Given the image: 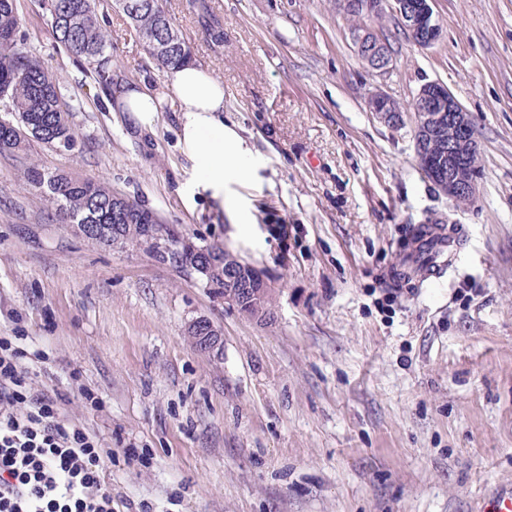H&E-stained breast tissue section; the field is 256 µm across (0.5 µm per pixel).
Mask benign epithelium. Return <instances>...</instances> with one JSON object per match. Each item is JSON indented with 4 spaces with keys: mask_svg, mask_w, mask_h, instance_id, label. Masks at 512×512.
<instances>
[{
    "mask_svg": "<svg viewBox=\"0 0 512 512\" xmlns=\"http://www.w3.org/2000/svg\"><path fill=\"white\" fill-rule=\"evenodd\" d=\"M345 14L376 17L385 11L397 16L410 34L413 42L428 48L439 41L441 28L436 19V0H338ZM373 38L363 28L354 34V47L358 57L378 72L390 68L391 61L385 59L377 64L370 61ZM369 111L384 124L394 127L398 124L392 111V100L382 92L372 93L367 100ZM409 118L414 125L416 155L425 177L437 190L456 205H470L477 197L479 170L468 164V159L479 155L474 126L469 112L438 82L423 84L412 102ZM448 126V150L438 158L432 156L427 147L429 140ZM200 252L199 245L190 239L178 247L175 261L187 265V260ZM224 302L239 312L260 322L270 319L271 312L266 306L267 296L272 293L268 284L254 287L253 281L232 269L224 271V287L217 290ZM192 345L207 353L220 350L223 331L206 318L192 321L187 329Z\"/></svg>",
    "mask_w": 512,
    "mask_h": 512,
    "instance_id": "1",
    "label": "benign epithelium"
}]
</instances>
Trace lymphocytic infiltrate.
Instances as JSON below:
<instances>
[{"instance_id":"1","label":"lymphocytic infiltrate","mask_w":512,"mask_h":512,"mask_svg":"<svg viewBox=\"0 0 512 512\" xmlns=\"http://www.w3.org/2000/svg\"><path fill=\"white\" fill-rule=\"evenodd\" d=\"M28 356L0 336V512H113L111 449L33 387Z\"/></svg>"}]
</instances>
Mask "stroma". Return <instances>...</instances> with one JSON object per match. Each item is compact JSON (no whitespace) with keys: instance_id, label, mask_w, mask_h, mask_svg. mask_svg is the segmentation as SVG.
Wrapping results in <instances>:
<instances>
[{"instance_id":"1","label":"stroma","mask_w":512,"mask_h":512,"mask_svg":"<svg viewBox=\"0 0 512 512\" xmlns=\"http://www.w3.org/2000/svg\"><path fill=\"white\" fill-rule=\"evenodd\" d=\"M111 2L100 10L115 80L167 105L145 127L93 93L74 115L82 153L0 154V336L46 353L33 387L111 449L115 512H478L484 492L512 483V0H436L428 49L394 14L364 19L391 49L384 73L356 55L337 0H161L223 83L224 123L254 160L220 198L179 146L165 69ZM19 6L29 43L73 87L80 72L38 0ZM429 81L475 127L468 207L424 176L411 122L389 127L366 106L380 91L409 107ZM27 158L238 252L267 277L270 321L144 252L65 229L20 176ZM434 215L460 232L439 279L407 264L412 230ZM199 317L223 330L219 355L191 345Z\"/></svg>"}]
</instances>
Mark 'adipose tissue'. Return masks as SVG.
<instances>
[{"label": "adipose tissue", "instance_id": "adipose-tissue-1", "mask_svg": "<svg viewBox=\"0 0 512 512\" xmlns=\"http://www.w3.org/2000/svg\"><path fill=\"white\" fill-rule=\"evenodd\" d=\"M181 112L180 145L183 152L199 161L207 186L214 194L224 191L228 180L245 182L253 175L248 150L232 128L225 126L224 87L200 65L188 62L168 70L166 75ZM161 98L147 85L119 93L116 106L134 113L140 124L152 125Z\"/></svg>", "mask_w": 512, "mask_h": 512}]
</instances>
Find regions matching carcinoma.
Here are the masks:
<instances>
[{"label": "carcinoma", "instance_id": "cac0c4a2", "mask_svg": "<svg viewBox=\"0 0 512 512\" xmlns=\"http://www.w3.org/2000/svg\"><path fill=\"white\" fill-rule=\"evenodd\" d=\"M52 34L80 72L90 75L100 88H112L110 55L112 33L102 23L100 0H41ZM128 18L151 58L170 68L189 61V43L176 30L160 0H131L117 3ZM25 19L17 0H0V152H20L32 141L58 152L82 151V142L72 122L80 108L75 95H65L57 76L46 68L23 33ZM22 177L40 194L65 224H90L98 235L86 239L110 247L118 239L123 248L142 250L156 261L169 264L171 256L159 249L157 236L177 244L184 236L161 223L157 215L135 198L124 197L131 217L112 213L117 192L104 183L64 170H45L31 161L21 169ZM199 263L209 271V280L224 287V268L238 265L236 255L217 245L205 246Z\"/></svg>", "mask_w": 512, "mask_h": 512}]
</instances>
